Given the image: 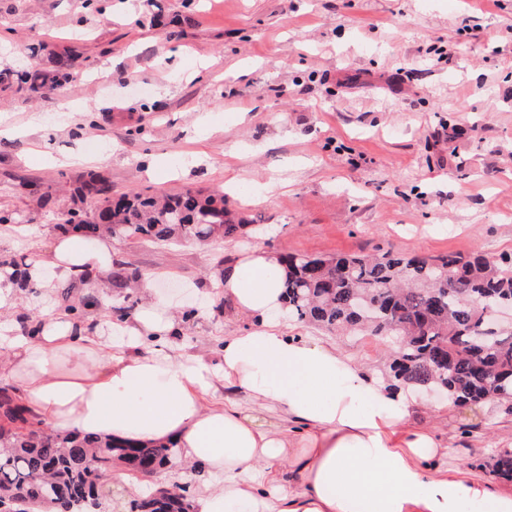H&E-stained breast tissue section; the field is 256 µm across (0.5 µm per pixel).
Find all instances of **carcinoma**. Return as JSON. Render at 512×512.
Listing matches in <instances>:
<instances>
[{
  "instance_id": "cac0c4a2",
  "label": "carcinoma",
  "mask_w": 512,
  "mask_h": 512,
  "mask_svg": "<svg viewBox=\"0 0 512 512\" xmlns=\"http://www.w3.org/2000/svg\"><path fill=\"white\" fill-rule=\"evenodd\" d=\"M68 57L48 68L0 70V86L32 93H53L77 81ZM76 196L90 200V209L68 211L63 231L86 239L103 233L114 237L146 236L161 245L232 239L243 220L222 195L199 192L133 193L112 197V186L94 172L82 176ZM16 284L34 288L25 259L12 260ZM288 313L299 321L328 330L349 329L363 335L395 337L392 378L407 386H437L455 403L488 398L512 412V332L489 327L482 318L481 298L512 304V257L491 262L481 255L449 254L427 258L387 252L332 258L288 255L282 260ZM135 270L122 265L112 272L111 287L122 300L104 305L97 292L71 302L75 283L86 284L92 273L59 285V309L76 318L100 307L106 315H132L136 301ZM179 457L174 445L134 447L92 435L54 430L34 419L13 389L0 386V512H95L107 496L104 478L115 463L141 477L167 471ZM495 477L512 481V452L494 460ZM190 484L161 486L149 494L134 493L125 512H190Z\"/></svg>"
}]
</instances>
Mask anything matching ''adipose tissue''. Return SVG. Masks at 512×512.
Segmentation results:
<instances>
[{
	"instance_id": "ef3b65f1",
	"label": "adipose tissue",
	"mask_w": 512,
	"mask_h": 512,
	"mask_svg": "<svg viewBox=\"0 0 512 512\" xmlns=\"http://www.w3.org/2000/svg\"><path fill=\"white\" fill-rule=\"evenodd\" d=\"M112 261L111 240L83 248L61 233L28 276L50 268L63 280ZM280 272L261 248L225 266L218 288L253 322L219 341L212 364L171 345L176 314L147 280L139 310L117 324L57 313L17 333L12 270L0 267V381L53 428L176 444L183 464L214 476L198 512H512V486L416 424L408 390L278 318Z\"/></svg>"
}]
</instances>
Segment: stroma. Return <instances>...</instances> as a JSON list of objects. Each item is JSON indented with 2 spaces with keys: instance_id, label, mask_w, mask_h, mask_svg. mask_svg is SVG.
<instances>
[{
  "instance_id": "35a3bbf8",
  "label": "stroma",
  "mask_w": 512,
  "mask_h": 512,
  "mask_svg": "<svg viewBox=\"0 0 512 512\" xmlns=\"http://www.w3.org/2000/svg\"><path fill=\"white\" fill-rule=\"evenodd\" d=\"M65 53L76 86L0 88V126L19 130L0 137V210L17 218L0 260L47 249L89 170L116 196L225 194L246 221L236 238L112 245L158 299L194 310L183 352L215 360L251 325L216 283L256 246L512 255V0H0V68ZM415 419L481 474L512 443L498 406L477 431Z\"/></svg>"
}]
</instances>
